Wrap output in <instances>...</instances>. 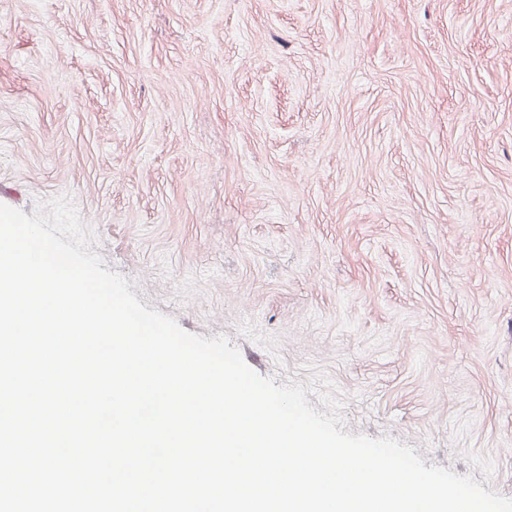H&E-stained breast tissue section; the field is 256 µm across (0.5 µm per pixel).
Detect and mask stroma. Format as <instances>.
Instances as JSON below:
<instances>
[{"mask_svg": "<svg viewBox=\"0 0 512 512\" xmlns=\"http://www.w3.org/2000/svg\"><path fill=\"white\" fill-rule=\"evenodd\" d=\"M58 197L147 308L512 498V0H0V204Z\"/></svg>", "mask_w": 512, "mask_h": 512, "instance_id": "1", "label": "stroma"}]
</instances>
